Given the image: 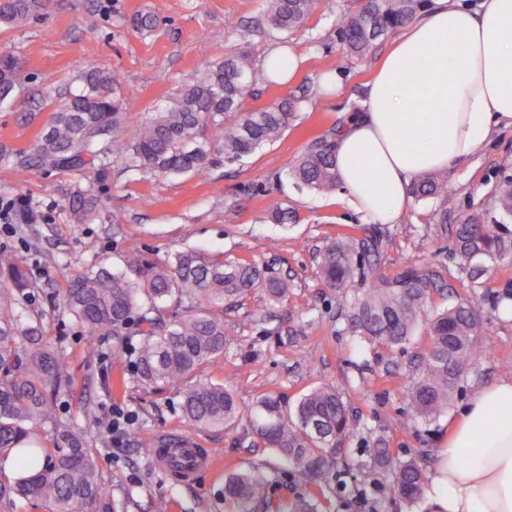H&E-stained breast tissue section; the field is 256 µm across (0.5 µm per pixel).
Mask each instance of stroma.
I'll use <instances>...</instances> for the list:
<instances>
[{
    "label": "stroma",
    "instance_id": "obj_1",
    "mask_svg": "<svg viewBox=\"0 0 512 512\" xmlns=\"http://www.w3.org/2000/svg\"><path fill=\"white\" fill-rule=\"evenodd\" d=\"M264 5L265 0H43L25 28H0V51L18 56L25 67L22 91L0 104V145L24 149L32 144L50 118V93L72 72L92 64L135 89L126 117L132 130L206 61L242 48L264 61L280 45L261 23ZM144 11L158 16L154 31L133 27V17ZM203 42L209 46L205 54L199 50ZM392 42L389 36L378 41L367 61L350 59L337 37L335 12L317 9L288 41L303 58L297 74L285 84L259 82V96L247 101L259 108L282 98L300 99L288 129L278 141L239 162L228 164L223 155H215L201 175H150L116 160L102 181L91 172L0 166V198L25 197L35 218L31 224L0 225V249L33 267L48 309L46 336L69 357L76 376L73 393L60 401V412L87 433L118 512H156L162 500L168 502V512H232L222 491L225 475L236 470L266 475L271 494L282 500L300 492L279 457L258 445L245 426L223 431L187 426L174 388L138 381L126 342L101 336L88 344L63 311L50 309L79 272L119 267L133 249L163 257L188 248L255 263L289 279L290 292L279 303H270L258 289L226 306L224 324L238 344L202 373L231 389L244 413L265 394L294 401L321 385L342 390L362 428L343 445L329 512H443L428 492L413 504L384 501L370 493L377 478L373 450L384 447L396 459L413 457L434 470L448 426L472 391L512 377V316L493 309L496 296L512 293V248L483 265L478 292L484 323L481 346L447 412L428 424L415 418L405 397L426 346L424 330L391 349L359 345L344 330V296L326 288L320 277L319 251L343 234H378L380 277L393 278L407 265L418 264L431 270L440 285L434 307L472 297L476 292L471 280L456 267V227L469 219L484 222L497 216L496 186L512 174V128L499 129L478 154L448 169L454 204L443 216L437 201L413 200L399 223L369 224L345 206L341 193H316L286 177L310 140L358 116L357 100ZM327 71L342 76L343 91L337 99L321 102L318 81ZM78 185L105 192L108 219L71 223L66 205ZM276 206L289 209L288 223L268 220ZM272 238L278 241L274 250L268 247ZM82 398L94 404L99 417L112 405L134 412L122 446H113L99 422H87L79 414ZM168 436L190 438L212 449L217 467L190 483H174L141 446L147 438ZM363 488L369 491L367 498H357L356 490Z\"/></svg>",
    "mask_w": 512,
    "mask_h": 512
}]
</instances>
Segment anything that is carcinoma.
Returning a JSON list of instances; mask_svg holds the SVG:
<instances>
[{
	"mask_svg": "<svg viewBox=\"0 0 512 512\" xmlns=\"http://www.w3.org/2000/svg\"><path fill=\"white\" fill-rule=\"evenodd\" d=\"M322 0H266L264 21L283 38L300 31ZM39 0H9L0 9V27L23 26ZM426 0H356L339 13L336 32L347 56L364 60L376 42L411 21ZM22 64L0 52V102L16 94ZM257 84L256 59L239 50L207 63L193 81L132 132L125 123L126 97L118 76L99 66L75 74L54 91L49 124L24 150L0 148V165L18 169L71 171L97 169L106 176L97 145L106 154L154 175L202 174L224 155L232 163L278 140L287 130L299 101L280 99L266 107H246ZM342 128L311 140L286 176L319 193L338 186L334 163ZM409 194L417 201L435 199L448 211L453 196L442 172L415 179ZM69 219L90 224L105 219L104 204L92 188H77L68 198ZM501 220L458 225L455 256L472 275L482 262L506 250L498 233L512 219V175L502 178L498 194ZM377 235L340 236L320 250L325 285L342 291L358 277L372 281L347 302L345 330L371 346H398L414 329H425L427 349L410 381L406 397L415 416L429 423L448 410L458 382L477 350L482 327L480 304L466 299L441 311L428 302L437 283L428 270L406 266L392 279L375 277L371 258L379 254ZM256 288L273 302L288 296V280L266 267L222 261L196 250L159 258L128 253L122 267L86 270L68 282L59 306L85 335L135 336L133 373L147 386L177 389L181 412L198 429L227 428L237 419L234 394L224 384L203 379L197 370L224 356L237 344L224 328V303ZM38 284L28 263L0 250V455L17 453L26 474L0 479V512L17 502L40 500L50 512H117L102 482L96 457L83 433L64 422L58 400L71 392L75 377L69 360L46 339L45 313L36 307ZM343 393L332 386L314 388L288 403L280 395L256 400L248 431L289 466L293 481L305 489L284 504L269 493V480L240 471L224 478V500L236 512H319L325 489L332 487L343 441L360 430ZM53 434L54 450L40 447L39 435ZM385 478L375 482L384 499L409 503L423 494L427 474L415 459L395 460L385 448L374 449Z\"/></svg>",
	"mask_w": 512,
	"mask_h": 512,
	"instance_id": "cac0c4a2",
	"label": "carcinoma"
}]
</instances>
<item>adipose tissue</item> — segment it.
I'll list each match as a JSON object with an SVG mask.
<instances>
[{
  "mask_svg": "<svg viewBox=\"0 0 512 512\" xmlns=\"http://www.w3.org/2000/svg\"><path fill=\"white\" fill-rule=\"evenodd\" d=\"M438 111L422 112L425 100ZM336 144L347 206L401 219L411 181L475 154L512 127V0H431L403 25ZM432 490L446 512H512V379L477 390L438 454Z\"/></svg>",
  "mask_w": 512,
  "mask_h": 512,
  "instance_id": "adipose-tissue-1",
  "label": "adipose tissue"
}]
</instances>
